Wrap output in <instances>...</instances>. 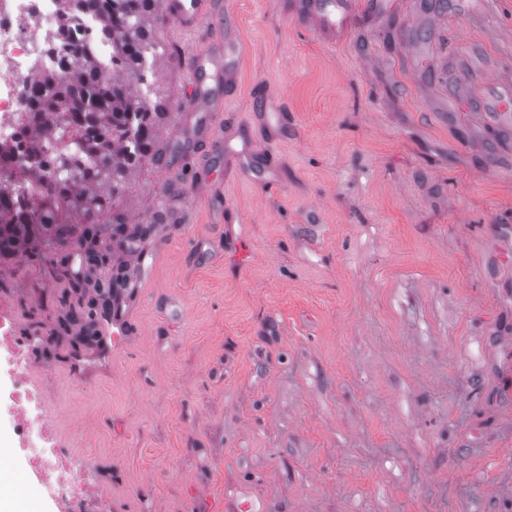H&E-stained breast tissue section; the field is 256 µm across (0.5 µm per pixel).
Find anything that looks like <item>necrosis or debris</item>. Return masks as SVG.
<instances>
[{
    "instance_id": "4bbe7bcc",
    "label": "necrosis or debris",
    "mask_w": 512,
    "mask_h": 512,
    "mask_svg": "<svg viewBox=\"0 0 512 512\" xmlns=\"http://www.w3.org/2000/svg\"><path fill=\"white\" fill-rule=\"evenodd\" d=\"M85 46L111 61L112 43L102 39L96 14L72 9L67 0H0V145L9 150L0 167L10 168L12 159L32 152L31 131L22 120L37 81L51 72L62 75ZM19 325L8 300H1L0 372L7 385L0 418L10 441L0 462L24 458L60 512H102V496L83 480L74 441L60 431L45 396L47 366L37 350L47 341L18 336Z\"/></svg>"
}]
</instances>
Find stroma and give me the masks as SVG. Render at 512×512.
<instances>
[{
    "mask_svg": "<svg viewBox=\"0 0 512 512\" xmlns=\"http://www.w3.org/2000/svg\"><path fill=\"white\" fill-rule=\"evenodd\" d=\"M217 3L154 29L137 255L89 263L78 226L0 262L23 335H57L50 400L106 512H512V118H482L512 0H353L333 41L301 0ZM226 28L235 120L209 129L186 64ZM79 300L124 320L83 378L69 359L108 337Z\"/></svg>",
    "mask_w": 512,
    "mask_h": 512,
    "instance_id": "obj_1",
    "label": "stroma"
}]
</instances>
